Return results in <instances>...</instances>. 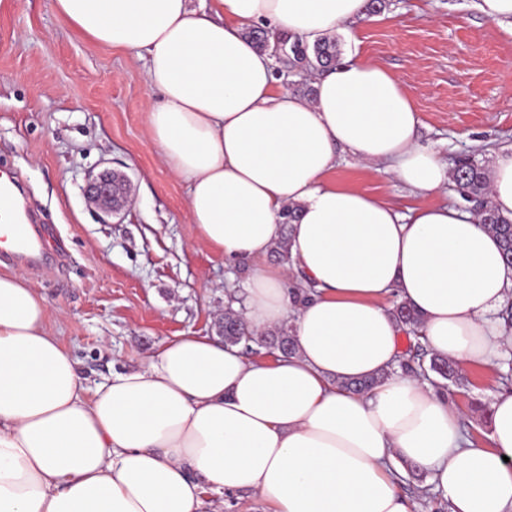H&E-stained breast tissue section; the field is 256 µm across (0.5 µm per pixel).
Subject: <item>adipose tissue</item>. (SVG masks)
I'll return each mask as SVG.
<instances>
[{
	"label": "adipose tissue",
	"instance_id": "ef3b65f1",
	"mask_svg": "<svg viewBox=\"0 0 512 512\" xmlns=\"http://www.w3.org/2000/svg\"><path fill=\"white\" fill-rule=\"evenodd\" d=\"M51 0L82 35L144 62L160 94L151 140L189 187L196 238L253 270L244 318L289 326L293 354L247 358L207 336L164 340L146 364L87 390L49 307L18 272L0 274V512H204L250 491L272 512H411L393 468L431 474L448 512H512V392L490 405V444L463 436L448 394L398 373L405 329L384 300L423 319L434 352L488 363L512 349L498 314L512 265L477 211L437 201L449 171L421 145L396 76L352 56L313 82L279 83L248 25L307 43L365 15V0ZM429 204L401 212L327 181L341 154ZM489 196L512 219V148ZM298 206L291 265L271 262L283 210ZM311 297L294 302L291 287ZM382 376L354 394L337 381Z\"/></svg>",
	"mask_w": 512,
	"mask_h": 512
}]
</instances>
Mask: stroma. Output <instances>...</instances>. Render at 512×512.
<instances>
[{"mask_svg":"<svg viewBox=\"0 0 512 512\" xmlns=\"http://www.w3.org/2000/svg\"><path fill=\"white\" fill-rule=\"evenodd\" d=\"M476 3L386 0L335 34L342 57H365L400 80L422 144L451 169L467 157L491 168L512 145V32ZM159 99L136 54L79 35L50 0L0 11V169L16 170L30 191L51 258L26 275L91 387L140 365L166 338L214 336L229 291L252 270L196 240L188 186L151 144L146 115ZM107 168L129 176L133 203L106 220L82 187ZM332 178L403 211L426 202L346 153ZM502 369L497 360L463 365L469 386L448 388L479 446L489 444Z\"/></svg>","mask_w":512,"mask_h":512,"instance_id":"obj_1","label":"stroma"}]
</instances>
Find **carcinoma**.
Returning <instances> with one entry per match:
<instances>
[{
    "label": "carcinoma",
    "mask_w": 512,
    "mask_h": 512,
    "mask_svg": "<svg viewBox=\"0 0 512 512\" xmlns=\"http://www.w3.org/2000/svg\"><path fill=\"white\" fill-rule=\"evenodd\" d=\"M246 34L256 46L269 52L277 62L295 70L323 71L336 65L340 50L336 39L323 37L310 45L300 39L273 35L262 28H251ZM454 181L461 187L465 195L480 201L481 223L485 224L499 238L505 260L512 264V219L499 214L490 199L488 174L481 166L465 161L454 173ZM392 313L395 318L413 335H419L420 315L406 303L394 306ZM215 333L228 346H243L246 354L254 353V347L265 350L271 357L279 353L291 354L295 351V339L287 326L275 330L258 333L251 329L242 316L232 305L224 307V316L215 323ZM417 367L413 372L429 379L434 384L449 381L458 386L465 385L466 379L459 373L455 362L437 355L423 347H417L413 356ZM380 382V378L372 377L355 381H340L338 387L350 392H365Z\"/></svg>",
    "instance_id": "obj_1"
}]
</instances>
